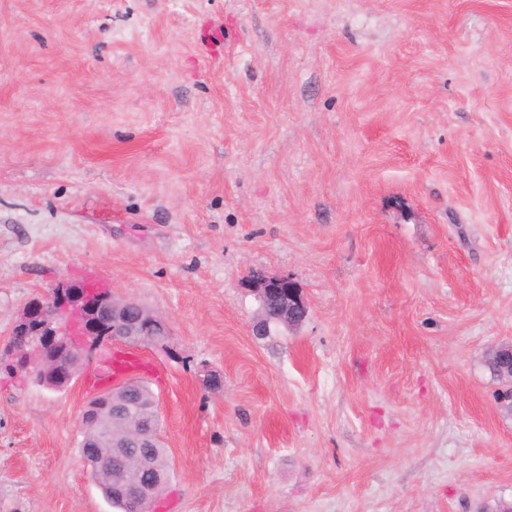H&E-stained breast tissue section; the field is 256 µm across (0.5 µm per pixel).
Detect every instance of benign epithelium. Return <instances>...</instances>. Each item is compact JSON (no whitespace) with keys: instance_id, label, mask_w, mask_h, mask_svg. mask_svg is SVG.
I'll return each instance as SVG.
<instances>
[{"instance_id":"obj_1","label":"benign epithelium","mask_w":512,"mask_h":512,"mask_svg":"<svg viewBox=\"0 0 512 512\" xmlns=\"http://www.w3.org/2000/svg\"><path fill=\"white\" fill-rule=\"evenodd\" d=\"M243 286L259 303L252 335L264 338L274 329L292 330L306 320L308 301L293 278L257 272ZM162 324L164 321L148 308L106 287L61 285L49 299H34L24 306L7 342L0 345V371L19 368L31 374L58 371L62 365L51 355V350L63 344L69 350L68 364L64 366L72 380L102 346L117 341L136 345L141 337L152 335V330ZM121 391L125 396L121 402L112 400V393L106 394L103 408L107 414L98 426L89 423L90 416L81 415L82 437H90L83 459L94 475L96 455L89 453V449L106 446L119 451L123 448L122 441L112 438V419H122L132 428L129 446L140 451L139 467L144 469L143 478L125 484L134 501L131 512H153L151 505L169 482L168 474L156 470L153 458L146 456V449L156 447L160 441V404L155 398L136 404L131 385Z\"/></svg>"}]
</instances>
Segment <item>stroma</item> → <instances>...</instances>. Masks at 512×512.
Listing matches in <instances>:
<instances>
[{"mask_svg": "<svg viewBox=\"0 0 512 512\" xmlns=\"http://www.w3.org/2000/svg\"><path fill=\"white\" fill-rule=\"evenodd\" d=\"M254 270L299 328L253 336ZM89 279L172 332L136 348L155 512L511 499L483 360L512 341V0H0V342ZM102 388L0 374L12 512H114L79 448ZM242 285L253 293L259 303V311L252 325L253 336H270L272 330L279 327L292 330L306 320L308 301L293 278L257 272Z\"/></svg>", "mask_w": 512, "mask_h": 512, "instance_id": "1", "label": "stroma"}]
</instances>
